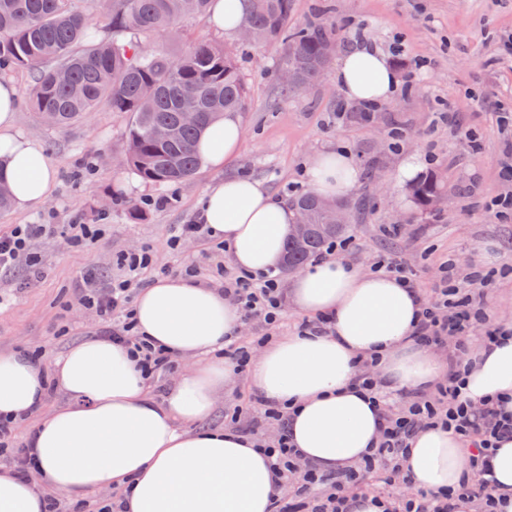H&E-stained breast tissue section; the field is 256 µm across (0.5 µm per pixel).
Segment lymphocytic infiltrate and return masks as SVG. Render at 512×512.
<instances>
[{
  "mask_svg": "<svg viewBox=\"0 0 512 512\" xmlns=\"http://www.w3.org/2000/svg\"><path fill=\"white\" fill-rule=\"evenodd\" d=\"M48 224H17L0 234V272L25 268L30 279L41 275V256L35 252L38 239L51 232ZM118 278L99 284L83 278L78 299L93 310L109 328L112 340L127 345L148 379L170 372L172 360L163 349L139 336L133 319L132 295L153 269L148 250L125 251L117 255ZM213 278L224 286V296L239 309L242 319L275 327L284 317L283 292L274 276L231 272L226 266L212 268ZM490 276L471 272L459 278L442 274L431 296L423 298V309L413 333L415 341L438 347L454 339L465 342L480 337L493 343L502 329L483 308L473 302L477 290L491 285ZM465 357H458L448 378L438 382L432 393L382 390L371 373H363V387L377 390L383 418L381 439L374 455L361 464L337 472H323L292 453L288 438V417L253 401L250 407L234 406L226 412L230 423H240L250 414L249 428L260 433L269 425L279 427L268 445L277 492L271 512H351L353 500L373 494L382 512H495L488 454L498 439L512 435V416L495 405L474 411L462 393L461 371ZM439 426L454 431L470 457V469L452 493L435 494L416 489L402 460L415 433Z\"/></svg>",
  "mask_w": 512,
  "mask_h": 512,
  "instance_id": "obj_1",
  "label": "lymphocytic infiltrate"
}]
</instances>
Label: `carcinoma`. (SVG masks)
<instances>
[{
	"label": "carcinoma",
	"mask_w": 512,
	"mask_h": 512,
	"mask_svg": "<svg viewBox=\"0 0 512 512\" xmlns=\"http://www.w3.org/2000/svg\"><path fill=\"white\" fill-rule=\"evenodd\" d=\"M246 13L256 47L273 39L286 47L283 65L303 84L314 82L336 54L333 30L321 24L288 28L291 0H250ZM211 0H94V12L73 0H0V74L32 76L26 101L44 123L68 128L90 112L107 109L129 114L124 165L146 183L158 186L189 182L199 166L196 143L206 125L226 112H246L249 88L233 51L192 41L171 54L164 41L180 38V24L208 12ZM112 23V41L97 38L95 19ZM155 92L144 91L145 86ZM190 87L195 97L183 90ZM198 114L186 124L181 113ZM421 211L444 192L432 172L408 186ZM298 210L313 214L306 240H287L281 269L301 270L332 241L348 231L318 210L310 192L291 198Z\"/></svg>",
	"instance_id": "obj_1"
}]
</instances>
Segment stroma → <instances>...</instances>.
<instances>
[{"instance_id": "35a3bbf8", "label": "stroma", "mask_w": 512, "mask_h": 512, "mask_svg": "<svg viewBox=\"0 0 512 512\" xmlns=\"http://www.w3.org/2000/svg\"><path fill=\"white\" fill-rule=\"evenodd\" d=\"M326 1L332 4L329 20L338 54L347 51L346 25L364 22L365 43L389 54L397 70L395 95L367 124L359 103L338 88L335 65H328L306 94L291 96L276 77L283 62L281 41L239 51L250 91V109L240 115L242 150L224 169H198L177 188L145 183L118 165L128 113L102 109L59 130L19 103L18 128L45 147L58 176L44 206L0 211V233L16 224H102L106 232L85 251L73 249L60 233L38 240L46 268L37 282L19 269L0 273V294L10 299L0 307L1 352L39 348L50 366L71 345L101 335L103 327L80 304L77 287L85 275L100 281L115 275L117 253L149 249L151 282L175 269L181 257L204 268L228 263V253H204L193 241L174 257L167 237L176 225L189 223L200 196L226 176L261 180L285 199L305 191V165L327 148L350 151L361 171L347 196L356 205L349 233L358 247L343 252L346 261L368 270L378 256L400 254L416 270L424 292L447 259L465 270L512 265V219L501 220L488 207L505 189L499 170L512 146V133L502 129L494 113L496 101H512V58L498 41L499 35L512 34V0H292L291 25L318 21ZM441 101L455 109L457 124L433 125V110ZM395 128L403 135L397 151L388 146ZM411 155L421 161L419 175L435 171L446 184L447 198L433 212L419 211L407 182L398 177L402 161ZM370 168L376 178H367ZM393 225L398 235H387Z\"/></svg>"}]
</instances>
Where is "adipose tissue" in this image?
I'll list each match as a JSON object with an SVG mask.
<instances>
[{"label": "adipose tissue", "mask_w": 512, "mask_h": 512, "mask_svg": "<svg viewBox=\"0 0 512 512\" xmlns=\"http://www.w3.org/2000/svg\"><path fill=\"white\" fill-rule=\"evenodd\" d=\"M336 83L353 101L387 100L396 75L380 52L360 47L340 58ZM19 94L0 81V180L20 211L46 203L57 173L42 145L16 125ZM243 127L228 112L205 128L201 164L218 171L242 147ZM310 192L346 196L358 173L345 150L319 154L307 166ZM196 217L226 243L237 269L260 274L276 267L295 210L251 177L229 176L207 190ZM291 301L306 315L328 314L333 333L297 332L267 344L248 365L252 389L288 412V437L297 453L324 472L341 471L372 454L380 437L377 404L354 383L365 361L389 390L431 388L445 365L412 332L422 304L395 276L326 259L294 278ZM140 336L174 355L206 361L155 397L129 348L105 337L70 346L51 371L24 353L0 354V417L33 413L40 419L28 440L34 467L51 489L79 497L102 487L120 489L125 512H270L275 475L258 441L233 429L204 427L218 391L233 376L219 351L239 325L236 306L220 289L190 277H167L141 290L134 305ZM504 336L478 347L468 362L464 392L475 409L506 401L512 410V322ZM66 405L44 412L49 388ZM498 512H512V439L489 457ZM403 466L415 487L455 490L468 458L451 431L425 427L412 438ZM35 485L0 469V512H45Z\"/></svg>", "instance_id": "1"}]
</instances>
